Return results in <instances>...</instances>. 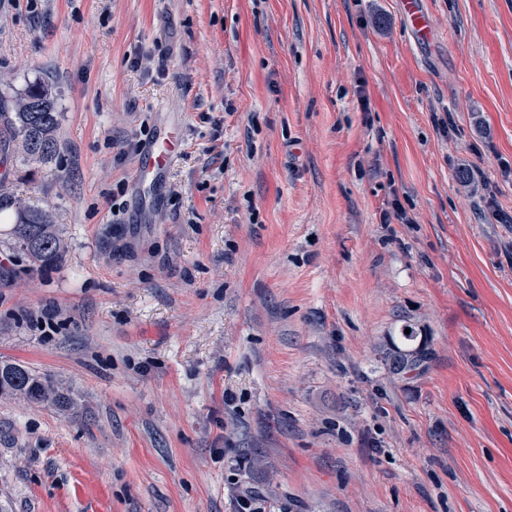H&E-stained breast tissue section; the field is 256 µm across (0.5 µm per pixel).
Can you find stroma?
Segmentation results:
<instances>
[{"label": "stroma", "mask_w": 512, "mask_h": 512, "mask_svg": "<svg viewBox=\"0 0 512 512\" xmlns=\"http://www.w3.org/2000/svg\"><path fill=\"white\" fill-rule=\"evenodd\" d=\"M420 8L0 0V92L61 114L0 187L65 243L0 222V363L73 401L0 394V512H512V0ZM178 137L172 132L159 133L139 158L133 179L149 195L165 169L171 164ZM14 209L11 235L13 246L38 268L57 266L63 259L64 246L48 216L39 207L22 205L0 194V216ZM406 328H410L409 334H405ZM401 335L402 336H399V338L403 348L394 344L391 353L388 355L389 361L391 362L393 369L396 371L403 372L415 370L424 358V341L420 339L418 344L415 345L418 340V336H416L412 327L409 326L402 328Z\"/></svg>", "instance_id": "stroma-1"}]
</instances>
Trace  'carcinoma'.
Masks as SVG:
<instances>
[{"mask_svg":"<svg viewBox=\"0 0 512 512\" xmlns=\"http://www.w3.org/2000/svg\"><path fill=\"white\" fill-rule=\"evenodd\" d=\"M59 126L57 93L44 79L27 84L16 98L0 94V157H17L28 163H45L60 149L56 131ZM14 210L11 231L13 246L37 267L58 265L64 256V246L55 226L39 207L22 205L0 194V213ZM401 345H393L388 358L399 372L416 369L423 361L424 341L415 332L402 334ZM0 392L19 394L23 398L57 406L70 403L47 374L36 373L15 363L0 364Z\"/></svg>","mask_w":512,"mask_h":512,"instance_id":"carcinoma-1","label":"carcinoma"}]
</instances>
